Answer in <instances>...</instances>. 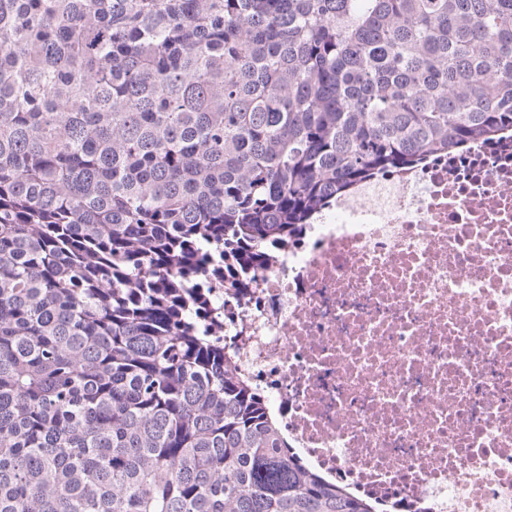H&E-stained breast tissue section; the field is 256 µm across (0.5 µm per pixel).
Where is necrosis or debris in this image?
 <instances>
[{
    "label": "necrosis or debris",
    "mask_w": 512,
    "mask_h": 512,
    "mask_svg": "<svg viewBox=\"0 0 512 512\" xmlns=\"http://www.w3.org/2000/svg\"><path fill=\"white\" fill-rule=\"evenodd\" d=\"M290 454L382 512H512V129L373 173L208 281Z\"/></svg>",
    "instance_id": "necrosis-or-debris-1"
}]
</instances>
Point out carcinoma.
Here are the masks:
<instances>
[{"mask_svg":"<svg viewBox=\"0 0 512 512\" xmlns=\"http://www.w3.org/2000/svg\"><path fill=\"white\" fill-rule=\"evenodd\" d=\"M512 128V0H0V512H373L283 449L199 256Z\"/></svg>","mask_w":512,"mask_h":512,"instance_id":"1","label":"carcinoma"}]
</instances>
